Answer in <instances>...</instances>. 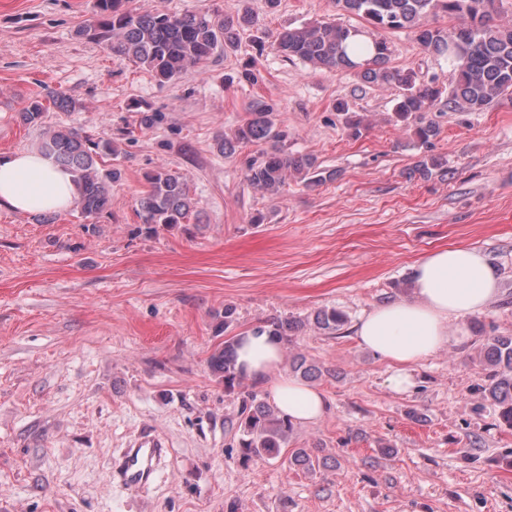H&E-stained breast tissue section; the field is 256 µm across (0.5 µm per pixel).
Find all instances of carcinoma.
<instances>
[{
    "instance_id": "cac0c4a2",
    "label": "carcinoma",
    "mask_w": 512,
    "mask_h": 512,
    "mask_svg": "<svg viewBox=\"0 0 512 512\" xmlns=\"http://www.w3.org/2000/svg\"><path fill=\"white\" fill-rule=\"evenodd\" d=\"M128 0H96L92 23L79 33L106 43L112 53L126 57L149 71L160 84L180 78L189 68L216 53L234 47L241 33L257 24L251 12L237 16L186 12L171 14L159 9H129ZM340 10L364 20L379 33L369 40L365 31L331 21H314L279 32L274 40L277 52L291 61L298 59L332 72L351 73L360 80L398 89L391 119L413 128L419 149L429 148L439 134L438 125L428 113L441 98L436 81L419 83L411 70L388 66L392 53L385 38L389 33L409 30L426 51L446 58L453 67L455 87L450 103L467 112H481L494 100L512 94V25L495 20V0H334ZM438 14L456 20L449 28L433 26L428 17ZM48 99L59 110L71 101L49 91L35 97L23 112L20 123L40 127L44 123ZM288 132L278 127L274 107L262 104L251 112L232 137H221L217 151L230 157L249 144L268 145L246 167L248 181L258 190L276 194L294 173L307 184L324 180L314 157L292 155L286 151ZM42 153L71 170L79 193L75 201L87 218H97L109 207L112 185L122 178L120 164L105 168L98 159L118 158L120 152L110 140L94 141L66 126L50 127L41 142ZM444 171L443 163L429 155L421 156L414 172L424 179ZM147 190L138 199L143 223L148 229L184 224L194 209L188 183L182 173L165 167L143 174ZM346 316L334 309L315 313L314 325L329 334L342 329ZM302 323L288 318H273L256 330L267 331L281 340L300 330ZM230 338L209 359L212 371L224 378V388L241 385ZM480 363L488 370L481 386L482 399L498 411L499 420L512 428V336H486L481 343ZM293 427L287 418L257 394H248L240 410L238 440L243 458L277 455ZM289 463L312 469L319 456L298 448Z\"/></svg>"
}]
</instances>
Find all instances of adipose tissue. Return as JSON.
<instances>
[{"instance_id": "1", "label": "adipose tissue", "mask_w": 512, "mask_h": 512, "mask_svg": "<svg viewBox=\"0 0 512 512\" xmlns=\"http://www.w3.org/2000/svg\"><path fill=\"white\" fill-rule=\"evenodd\" d=\"M72 173L34 149L0 154V207L22 213L67 211L77 197ZM500 275L479 250L452 246L434 250L412 268V298L392 301L363 314L353 327L360 346L398 365L392 383L407 389L408 366L465 338L450 331L451 319L484 312L497 298ZM237 367L262 384L282 415L306 425L329 408L325 395L304 380L280 373L283 343L268 333L237 338Z\"/></svg>"}]
</instances>
